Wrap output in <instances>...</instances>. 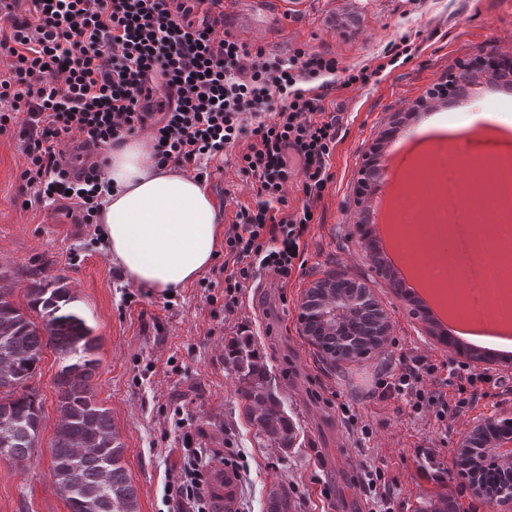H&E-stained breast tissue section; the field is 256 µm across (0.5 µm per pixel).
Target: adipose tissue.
<instances>
[{"label":"adipose tissue","mask_w":512,"mask_h":512,"mask_svg":"<svg viewBox=\"0 0 512 512\" xmlns=\"http://www.w3.org/2000/svg\"><path fill=\"white\" fill-rule=\"evenodd\" d=\"M114 191L100 212L113 262L133 285L165 291L196 279L215 256L216 207L193 175L157 167L145 142L112 148Z\"/></svg>","instance_id":"ef3b65f1"}]
</instances>
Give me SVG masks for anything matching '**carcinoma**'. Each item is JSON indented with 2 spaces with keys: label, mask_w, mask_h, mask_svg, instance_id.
Masks as SVG:
<instances>
[{
  "label": "carcinoma",
  "mask_w": 512,
  "mask_h": 512,
  "mask_svg": "<svg viewBox=\"0 0 512 512\" xmlns=\"http://www.w3.org/2000/svg\"><path fill=\"white\" fill-rule=\"evenodd\" d=\"M29 319L0 293V435L8 439L0 461L23 466L37 447L41 404L26 383L44 350L61 360L55 377L59 421L52 447L51 477L69 512H138V493L122 465L124 448L112 429L107 409L98 405L90 380L99 366L98 337L85 318L70 307L73 297L63 278H43L28 288ZM347 345L315 337L324 358L333 362L363 358L377 346L371 327L358 325ZM238 394L247 402L249 420L270 448H289L294 430L271 387L263 363L246 347L232 349Z\"/></svg>",
  "instance_id": "cac0c4a2"
}]
</instances>
